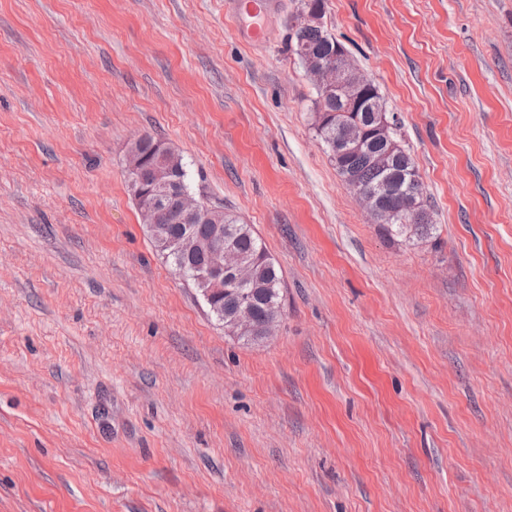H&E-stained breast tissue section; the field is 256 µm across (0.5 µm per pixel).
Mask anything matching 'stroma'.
Here are the masks:
<instances>
[{
  "label": "stroma",
  "instance_id": "35a3bbf8",
  "mask_svg": "<svg viewBox=\"0 0 512 512\" xmlns=\"http://www.w3.org/2000/svg\"><path fill=\"white\" fill-rule=\"evenodd\" d=\"M224 0H0V512H512V0H325L437 224L341 180L289 49ZM149 135L253 225L282 319L228 336L155 250ZM136 148L144 156L143 169L141 171V179L146 186L153 184L156 178L155 163L159 153H163L166 160L173 157L174 152L170 148L164 147L161 140L155 139L152 136L146 135L139 139L136 143ZM131 186L134 188V190L139 193L142 197L140 198L139 195H136L130 188V191L133 196V200L135 202V205L137 207V210L140 213V216L142 218V206L144 204V200L146 201L145 210H144V220L147 223L149 227L154 229L157 232L163 233L158 226L156 225V217H157V199L154 197L153 193L150 189L144 188L143 185L139 182L133 181L131 183Z\"/></svg>",
  "mask_w": 512,
  "mask_h": 512
}]
</instances>
